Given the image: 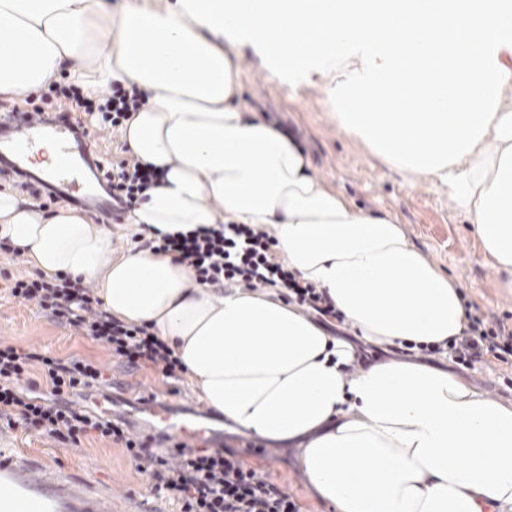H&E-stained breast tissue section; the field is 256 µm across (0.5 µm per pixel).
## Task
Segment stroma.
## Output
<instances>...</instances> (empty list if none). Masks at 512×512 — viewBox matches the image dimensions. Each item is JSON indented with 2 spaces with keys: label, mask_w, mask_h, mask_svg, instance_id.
I'll return each instance as SVG.
<instances>
[{
  "label": "stroma",
  "mask_w": 512,
  "mask_h": 512,
  "mask_svg": "<svg viewBox=\"0 0 512 512\" xmlns=\"http://www.w3.org/2000/svg\"><path fill=\"white\" fill-rule=\"evenodd\" d=\"M243 73L240 102L251 112L287 131L311 162V172L369 214L388 215L402 225L411 243L455 284L468 288L469 299L484 309L512 314V294L501 288L493 259L483 251L467 213L432 180L413 178L381 162L337 126L320 88L279 83L261 68L254 48L235 49ZM31 344L61 357L92 359L123 372L102 345L70 331L11 298L0 299V342ZM26 452L50 467L117 495L118 512H176L175 505L154 501L148 482L125 452L99 442L71 451L16 431L0 435V447ZM299 451L272 465L274 478L303 503L306 512H333L320 504L298 464Z\"/></svg>",
  "instance_id": "stroma-1"
}]
</instances>
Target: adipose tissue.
Segmentation results:
<instances>
[{
  "instance_id": "obj_1",
  "label": "adipose tissue",
  "mask_w": 512,
  "mask_h": 512,
  "mask_svg": "<svg viewBox=\"0 0 512 512\" xmlns=\"http://www.w3.org/2000/svg\"><path fill=\"white\" fill-rule=\"evenodd\" d=\"M245 45L280 82L320 79L337 125L385 164L447 188L512 291V0H0V98L40 90L65 62L86 93L137 87L148 102L122 139L168 173L132 226L262 225L364 340L458 335L454 282L401 225L357 208L244 112ZM0 239L45 276L96 282L112 316L152 325L215 413L260 439L304 440L299 464L335 512H512V406L453 373L389 361L345 378L351 346L274 291L202 285L149 250L115 257L110 225L9 189Z\"/></svg>"
}]
</instances>
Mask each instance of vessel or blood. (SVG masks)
<instances>
[{
  "instance_id": "obj_1",
  "label": "vessel or blood",
  "mask_w": 512,
  "mask_h": 512,
  "mask_svg": "<svg viewBox=\"0 0 512 512\" xmlns=\"http://www.w3.org/2000/svg\"><path fill=\"white\" fill-rule=\"evenodd\" d=\"M46 142L54 145L59 165L49 171L32 168V151ZM91 151L90 141L76 142L64 122L20 115L0 120V167L46 186L70 205L109 214L113 207L107 194H89L81 188V164ZM194 419L190 412L164 417L168 433L177 440L194 435ZM0 512H115V499L36 458L0 448Z\"/></svg>"
}]
</instances>
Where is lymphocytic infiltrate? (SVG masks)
<instances>
[{
	"label": "lymphocytic infiltrate",
	"instance_id": "lymphocytic-infiltrate-1",
	"mask_svg": "<svg viewBox=\"0 0 512 512\" xmlns=\"http://www.w3.org/2000/svg\"><path fill=\"white\" fill-rule=\"evenodd\" d=\"M147 102L136 89L113 84L91 99L73 84L53 87L33 116L62 119L89 136L119 128L130 113ZM95 179L111 189L113 199L131 213L164 177L161 169L126 159L98 157ZM143 248L172 255L203 285H224L248 292L275 289L287 303L325 324L342 315L325 289L289 270L278 256L277 243L256 224L226 222L186 234L144 240ZM11 297L72 329L75 335L107 348L134 369L161 376L166 384L181 380L186 369L169 342L152 326L131 324L104 308L92 285L67 275L46 277L26 270L10 287ZM466 323L458 336L415 346L395 343L401 358L421 353L448 359L463 368L494 358L512 367V319L463 303ZM103 366L91 359L61 358L31 346L0 343V430H23L71 450L89 439L122 448L135 470L147 476L151 493L175 501L179 512H303L298 499L269 473L248 466L233 449L170 448L164 432L135 434L126 422L95 408L67 403V396L105 384Z\"/></svg>",
	"mask_w": 512,
	"mask_h": 512
}]
</instances>
